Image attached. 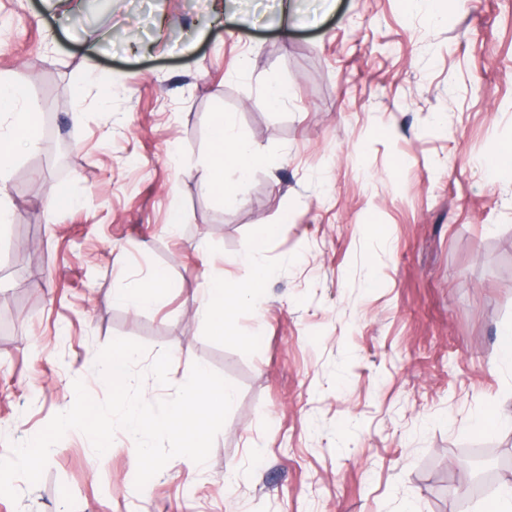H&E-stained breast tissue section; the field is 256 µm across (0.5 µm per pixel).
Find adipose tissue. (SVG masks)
Segmentation results:
<instances>
[{"label": "adipose tissue", "instance_id": "obj_1", "mask_svg": "<svg viewBox=\"0 0 512 512\" xmlns=\"http://www.w3.org/2000/svg\"><path fill=\"white\" fill-rule=\"evenodd\" d=\"M25 84L0 75V112L10 119L7 133L0 134V181L8 172V163L20 152L36 148L38 119L33 107L28 105ZM268 157L258 147L241 137L227 114H217L211 129V154L205 190L223 199L234 198L238 183L255 167L267 165ZM278 231L270 225L263 238L253 241L245 250L243 264L248 269V279L241 288L227 287L223 275L209 277L203 290L204 301L198 309L201 320L214 336L227 333L231 315L244 303L255 301L262 284L273 270L263 260L266 240ZM169 283L162 275H155L148 283L116 288L112 298L130 309L139 311L158 305Z\"/></svg>", "mask_w": 512, "mask_h": 512}]
</instances>
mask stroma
<instances>
[{
    "label": "stroma",
    "mask_w": 512,
    "mask_h": 512,
    "mask_svg": "<svg viewBox=\"0 0 512 512\" xmlns=\"http://www.w3.org/2000/svg\"><path fill=\"white\" fill-rule=\"evenodd\" d=\"M0 73L51 128L0 188V459L75 380L105 398L118 337L141 371L170 350L158 398L196 362L237 389L196 481L176 457L136 490L123 434L71 430L0 512H478L512 485L464 463L512 458V168L484 165L512 146V0H0ZM218 112L272 160L232 200L202 187ZM271 224L274 275L212 336L207 278L241 286ZM157 274L156 308L113 303Z\"/></svg>",
    "instance_id": "stroma-1"
}]
</instances>
